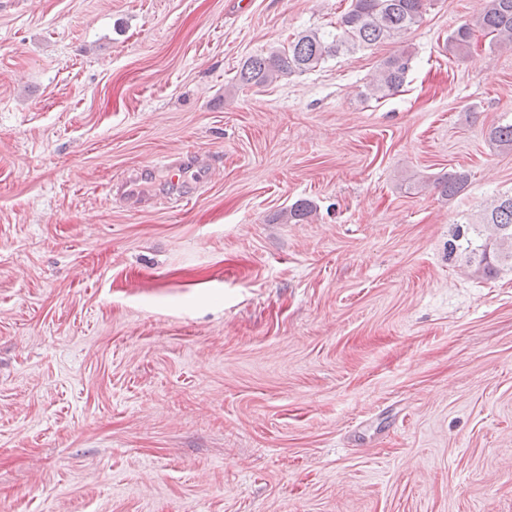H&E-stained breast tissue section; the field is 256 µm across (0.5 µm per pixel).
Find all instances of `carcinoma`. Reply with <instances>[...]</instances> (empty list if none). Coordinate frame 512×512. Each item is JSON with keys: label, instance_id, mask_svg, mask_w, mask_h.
I'll return each instance as SVG.
<instances>
[{"label": "carcinoma", "instance_id": "1", "mask_svg": "<svg viewBox=\"0 0 512 512\" xmlns=\"http://www.w3.org/2000/svg\"><path fill=\"white\" fill-rule=\"evenodd\" d=\"M433 0H351L334 33L309 30L292 41L288 50L268 56H251L242 65L239 79L244 85L262 86L291 72H305L330 57L385 42L399 43L400 49L386 57L368 83L371 94L384 98L403 82L411 68L412 52L402 46L408 31L423 20ZM492 36L500 44H512V0H487L476 19L459 25L448 37V48L467 52L476 33ZM490 141L503 151H512V122L493 127ZM467 184L463 173L437 182L448 198L458 195ZM313 207L307 200L293 204L281 214L292 222L307 219ZM490 228L486 232L482 227ZM450 252L464 255L475 272L492 275L504 265H512V195L501 196L483 212L481 223L458 225L448 243Z\"/></svg>", "mask_w": 512, "mask_h": 512}]
</instances>
